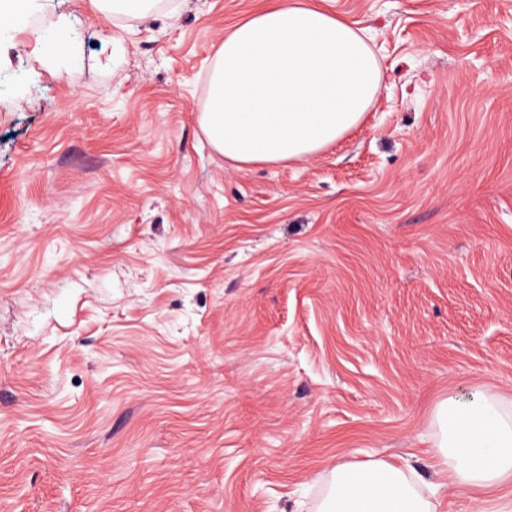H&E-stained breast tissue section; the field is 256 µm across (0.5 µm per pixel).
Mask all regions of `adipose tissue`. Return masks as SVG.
<instances>
[{
	"label": "adipose tissue",
	"mask_w": 512,
	"mask_h": 512,
	"mask_svg": "<svg viewBox=\"0 0 512 512\" xmlns=\"http://www.w3.org/2000/svg\"><path fill=\"white\" fill-rule=\"evenodd\" d=\"M382 84L377 57L354 24L318 0H271L225 30L200 124L236 167L301 161L356 128ZM436 419V481L382 459L339 465L319 512H436L448 490L512 483V403L451 396Z\"/></svg>",
	"instance_id": "ef3b65f1"
}]
</instances>
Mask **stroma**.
<instances>
[{"mask_svg": "<svg viewBox=\"0 0 512 512\" xmlns=\"http://www.w3.org/2000/svg\"><path fill=\"white\" fill-rule=\"evenodd\" d=\"M270 0L0 34V512H318L336 465L434 479L435 409L512 396V0H328L385 85L242 169L199 116Z\"/></svg>", "mask_w": 512, "mask_h": 512, "instance_id": "obj_1", "label": "stroma"}]
</instances>
